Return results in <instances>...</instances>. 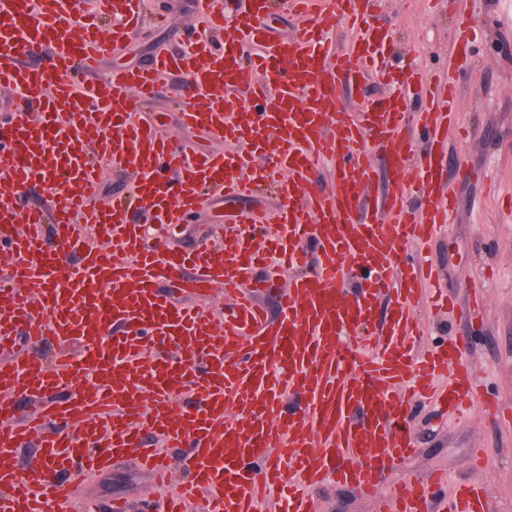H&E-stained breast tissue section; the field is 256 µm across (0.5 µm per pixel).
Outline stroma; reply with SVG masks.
Here are the masks:
<instances>
[{
	"instance_id": "35a3bbf8",
	"label": "stroma",
	"mask_w": 512,
	"mask_h": 512,
	"mask_svg": "<svg viewBox=\"0 0 512 512\" xmlns=\"http://www.w3.org/2000/svg\"><path fill=\"white\" fill-rule=\"evenodd\" d=\"M378 0L376 15L392 29L403 68H416L431 76L448 71L459 84L456 109L472 129L467 143L451 142V153L464 164L481 169L484 181H456L452 191L458 200L450 224L439 229L426 246L409 244L410 255L427 260L439 269L437 286L424 289L417 302V315L425 327L424 344L438 342L455 333L460 321L435 315L438 293L455 295L459 306L471 300L466 285L479 280L487 306L482 327L469 328L475 343L467 353L477 361L481 382L504 407L512 408V215L502 207L512 198V37L499 17L501 0ZM148 14H161L164 25H150L134 34L105 60L102 71L116 66H136L149 61L162 47H178V33L197 13L198 0H145ZM470 20L468 40L472 54L452 65L448 45L457 15ZM181 80L171 76L160 85L149 108L161 127L173 136L193 141L204 149L215 143L199 129H185L173 102L181 95ZM237 207L212 202L198 214L166 227L169 247L187 249L197 244V230L208 225L223 233ZM419 448L415 458L398 461L393 480L403 481L434 468L448 474L449 483L468 477L474 449H485L491 474L486 493L491 512H512V420L486 426L480 405L467 416H442L430 402H422L412 416ZM150 483L136 465L121 461L111 472L90 483L72 486V499L63 512H73L80 498L93 495L105 501L135 497L149 492Z\"/></svg>"
}]
</instances>
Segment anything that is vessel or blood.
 <instances>
[{
	"label": "vessel or blood",
	"instance_id": "1",
	"mask_svg": "<svg viewBox=\"0 0 512 512\" xmlns=\"http://www.w3.org/2000/svg\"><path fill=\"white\" fill-rule=\"evenodd\" d=\"M376 4L203 0L181 33L194 50L101 79L142 0H0V91L37 114L0 131L13 185L0 198V512H61L71 482L122 459L176 491L134 504L89 497L83 512H255L285 465L296 478L288 512H317L313 492L329 478L375 512H488L476 486L446 495L442 472L390 479L417 451L411 403L435 377L452 376L437 398L446 410L477 396L494 420L501 406L463 358L464 335L417 350L415 302L432 272L407 246L446 223L447 184L472 171L447 146L456 83L396 74ZM276 8L294 37L267 29ZM339 26L348 43L330 41ZM172 72L208 101L182 109V125L221 149L175 141L145 117ZM370 79L387 92L360 95ZM341 86L350 105L336 119ZM408 87L422 109L409 110ZM411 125L427 141L418 156ZM127 171L133 194L102 203L105 173ZM265 185L276 210H239L223 244L193 257L146 234L197 211L205 191L233 202ZM35 189L46 204L30 200ZM31 439L37 458L24 467ZM170 448L181 451L174 466Z\"/></svg>",
	"mask_w": 512,
	"mask_h": 512
}]
</instances>
